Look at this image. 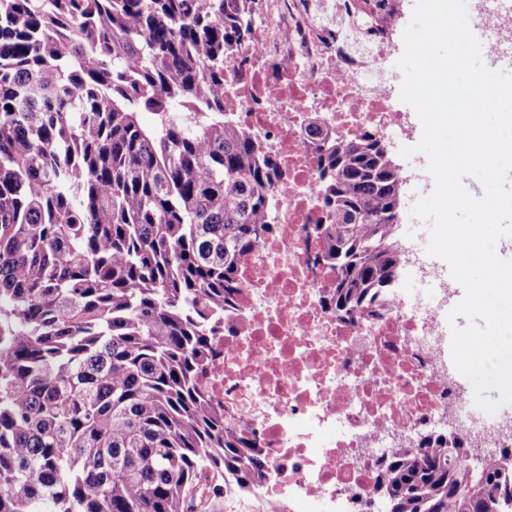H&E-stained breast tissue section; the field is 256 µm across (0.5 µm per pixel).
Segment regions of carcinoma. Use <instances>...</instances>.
Masks as SVG:
<instances>
[{"label": "carcinoma", "mask_w": 512, "mask_h": 512, "mask_svg": "<svg viewBox=\"0 0 512 512\" xmlns=\"http://www.w3.org/2000/svg\"><path fill=\"white\" fill-rule=\"evenodd\" d=\"M259 0H0V512H207L269 477L201 383L276 162L224 112ZM157 116L145 125L140 114ZM336 315L396 284L401 188L373 133L318 125ZM437 434L386 460V512H512V449Z\"/></svg>", "instance_id": "1"}]
</instances>
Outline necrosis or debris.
Returning a JSON list of instances; mask_svg holds the SVG:
<instances>
[{
  "label": "necrosis or debris",
  "instance_id": "1",
  "mask_svg": "<svg viewBox=\"0 0 512 512\" xmlns=\"http://www.w3.org/2000/svg\"><path fill=\"white\" fill-rule=\"evenodd\" d=\"M395 5L362 0H269L245 48L247 77L228 72L224 101L276 155L275 232L240 269L224 313L220 354L203 377L245 434L267 448L270 480L257 502L290 512H369L385 449L397 434L446 426L466 445L512 447V416L475 411L448 359V289L412 303L392 292L385 311L345 320L326 302L336 272L317 263L324 223L311 113L344 138L407 129L384 76ZM470 24L495 55H512V8L472 0Z\"/></svg>",
  "mask_w": 512,
  "mask_h": 512
}]
</instances>
